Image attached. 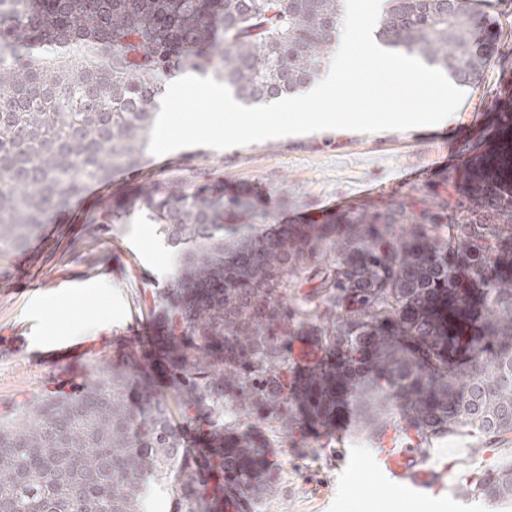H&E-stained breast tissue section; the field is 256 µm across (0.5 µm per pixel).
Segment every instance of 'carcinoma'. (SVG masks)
Masks as SVG:
<instances>
[{
    "mask_svg": "<svg viewBox=\"0 0 512 512\" xmlns=\"http://www.w3.org/2000/svg\"><path fill=\"white\" fill-rule=\"evenodd\" d=\"M342 0H0V246L21 249L89 183L145 162L155 99L172 72H211L246 106L297 95L336 46ZM472 0H389L376 31L460 85L487 65L472 33ZM494 164L471 173L475 206L459 224L420 212L410 237L334 213L301 230L261 235L224 223L228 211L270 224L245 188L206 192L156 183L139 201L176 254L178 276L159 297L171 336L174 401L208 428L201 460L179 448L169 400L127 396L131 372L94 371L73 398L28 404L0 421V512H147L153 483H170L184 512H223L224 496L260 500L270 485L244 470L247 440L224 450V419L268 422L293 436L294 416L336 417V373L359 417L382 442L406 415L417 437L512 434V136ZM317 282L288 304V273ZM456 296L452 329L434 302ZM337 309L314 331L339 351L305 379L322 393L294 405L290 337L322 306ZM486 501L512 500V460L468 483Z\"/></svg>",
    "mask_w": 512,
    "mask_h": 512,
    "instance_id": "cac0c4a2",
    "label": "carcinoma"
}]
</instances>
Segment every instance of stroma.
<instances>
[{
  "instance_id": "stroma-1",
  "label": "stroma",
  "mask_w": 512,
  "mask_h": 512,
  "mask_svg": "<svg viewBox=\"0 0 512 512\" xmlns=\"http://www.w3.org/2000/svg\"><path fill=\"white\" fill-rule=\"evenodd\" d=\"M476 14L495 20L498 52L491 55L477 87L451 121L408 130L359 133L325 130L217 150L184 147L147 164L126 180L100 185L83 207L68 208L65 219L40 233L21 250L0 252V419L18 417L29 402L49 394L53 381L68 377L79 392L101 367L133 368L132 390L153 384L138 344L114 357L112 337L127 335L133 318L158 322L157 297L176 275L172 249L147 211L112 218V201L157 182L193 188L223 181L250 189L259 210L281 223L292 215L307 223L322 219L330 201L344 198L346 215L382 212L395 201L406 204L401 224L387 226L389 238H407L410 218L428 208L456 222L471 192L469 173L481 166L493 132H507L512 115V9L495 0H476ZM423 170L427 180L401 191L387 186L401 172ZM366 185H382L377 196H361ZM41 279L36 295L13 293L18 268ZM97 325L103 344L76 366H52L27 355L38 343L80 337L86 321ZM344 439L317 424L296 430L283 443L271 425L255 423L252 443L269 467L271 490L254 512H512V502L491 503L471 496L465 480L512 459V442L479 436L431 440V459H457L464 476L440 490L412 492L388 483L376 462L377 449L352 402Z\"/></svg>"
}]
</instances>
